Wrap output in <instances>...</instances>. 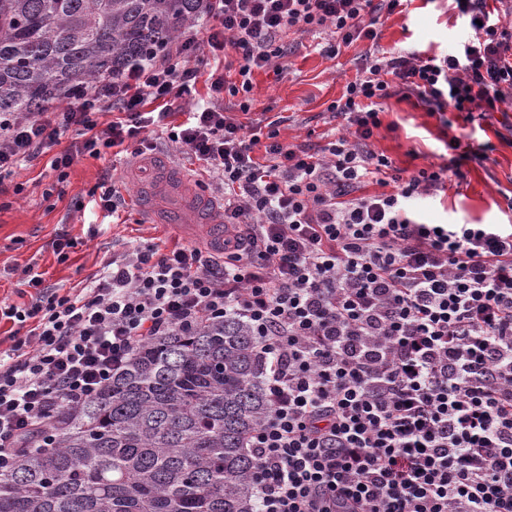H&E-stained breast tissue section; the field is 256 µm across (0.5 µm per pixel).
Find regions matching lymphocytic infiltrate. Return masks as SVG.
I'll list each match as a JSON object with an SVG mask.
<instances>
[{
	"mask_svg": "<svg viewBox=\"0 0 512 512\" xmlns=\"http://www.w3.org/2000/svg\"><path fill=\"white\" fill-rule=\"evenodd\" d=\"M400 2L209 0L207 37L186 29L161 57L69 90L67 105L0 113V182L44 158L62 184L80 158L127 142L150 155L160 128L220 189L226 229L218 250L113 253L69 288L24 268L28 303L0 305L14 324L0 349V473L52 448L49 414L98 395L142 342L232 313L254 336L269 405L248 439L256 512H512V228L427 224L411 209L493 146L453 140L450 165L408 176L371 147L398 91L431 112L512 106V0H458L457 54L366 52L321 153L238 119L255 71L287 58L283 33L374 40ZM206 47L235 53V77L215 70L212 101L172 124L166 107L192 93ZM106 111L117 118L103 127Z\"/></svg>",
	"mask_w": 512,
	"mask_h": 512,
	"instance_id": "lymphocytic-infiltrate-1",
	"label": "lymphocytic infiltrate"
}]
</instances>
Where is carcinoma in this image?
Here are the masks:
<instances>
[{
  "mask_svg": "<svg viewBox=\"0 0 512 512\" xmlns=\"http://www.w3.org/2000/svg\"><path fill=\"white\" fill-rule=\"evenodd\" d=\"M208 0H0V113L166 51ZM235 315L140 346L0 477V512H254L247 437L269 407Z\"/></svg>",
  "mask_w": 512,
  "mask_h": 512,
  "instance_id": "carcinoma-1",
  "label": "carcinoma"
}]
</instances>
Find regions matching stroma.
I'll use <instances>...</instances> for the list:
<instances>
[{
  "label": "stroma",
  "mask_w": 512,
  "mask_h": 512,
  "mask_svg": "<svg viewBox=\"0 0 512 512\" xmlns=\"http://www.w3.org/2000/svg\"><path fill=\"white\" fill-rule=\"evenodd\" d=\"M376 41L361 39L329 54L330 35L286 33L284 40L296 50L286 63L288 72L273 69L255 72L253 104L242 121L248 127L274 124L284 144L324 145L338 121L329 107L341 98L345 87L359 75L362 57L370 46L384 51L414 48L429 53H449L467 37L457 21L452 0H404L402 6L382 17ZM382 126L372 147L384 153L399 169L415 170L448 163L452 138L494 146L486 163L469 161L463 178L452 180L436 197L414 201L413 207L430 224L512 225V133L503 134L512 113L466 119L454 112L427 111L416 98L395 95L381 104ZM158 155L168 159L170 171H162L130 154L114 163L112 150L101 158L79 159L71 168L64 192L46 197L56 181L44 163L22 168L13 182L23 184L22 194L0 196V301L18 302L17 294L27 264H36L47 283L73 286L94 273L111 251H122L161 240L207 242L206 224L199 218L201 190L195 182H183L177 171L200 170L201 164L182 154L166 139H159ZM113 167L112 184L124 202L121 223H113L95 203L91 192L104 168ZM150 190L159 214L177 213L182 229L159 222H145L138 208L143 190ZM99 233L89 237V225ZM67 231L76 245L66 262H59L52 241Z\"/></svg>",
  "instance_id": "35a3bbf8"
}]
</instances>
